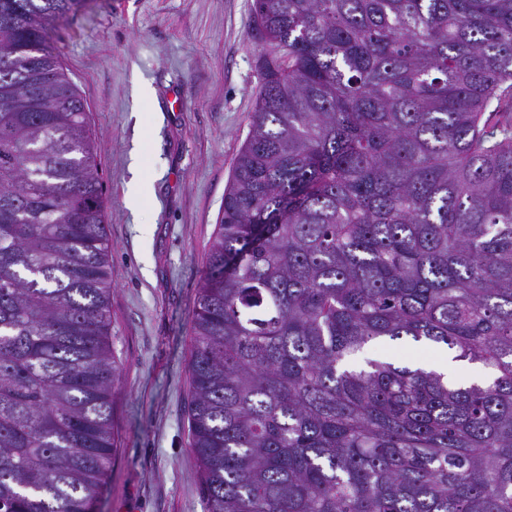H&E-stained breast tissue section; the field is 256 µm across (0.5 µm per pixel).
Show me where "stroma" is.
Listing matches in <instances>:
<instances>
[{"label": "stroma", "mask_w": 512, "mask_h": 512, "mask_svg": "<svg viewBox=\"0 0 512 512\" xmlns=\"http://www.w3.org/2000/svg\"><path fill=\"white\" fill-rule=\"evenodd\" d=\"M50 45L85 105L111 249L122 380L96 512H204L186 359L259 86L251 0H85L53 23ZM135 177L152 188L137 207Z\"/></svg>", "instance_id": "1"}]
</instances>
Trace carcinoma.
<instances>
[{
	"label": "carcinoma",
	"instance_id": "carcinoma-1",
	"mask_svg": "<svg viewBox=\"0 0 512 512\" xmlns=\"http://www.w3.org/2000/svg\"><path fill=\"white\" fill-rule=\"evenodd\" d=\"M82 0H0V512L115 452ZM270 51L191 319L206 512H512V0H252ZM445 348L483 379L356 358ZM431 352L421 348L411 346L410 344H400L391 342L387 344L371 345L365 354V357L376 359L393 360H427L430 358Z\"/></svg>",
	"mask_w": 512,
	"mask_h": 512
}]
</instances>
